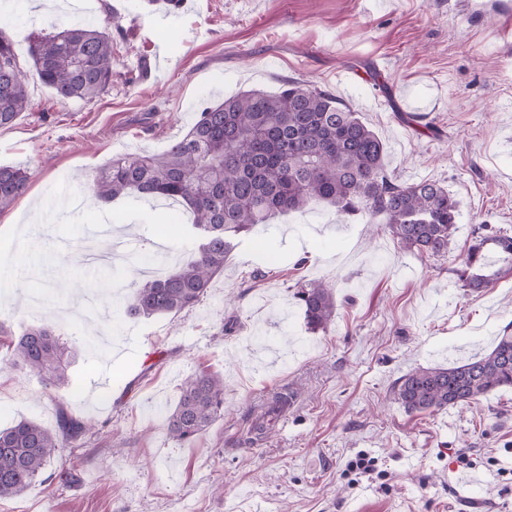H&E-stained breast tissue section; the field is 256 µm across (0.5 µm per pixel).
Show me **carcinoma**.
<instances>
[{
	"instance_id": "carcinoma-1",
	"label": "carcinoma",
	"mask_w": 512,
	"mask_h": 512,
	"mask_svg": "<svg viewBox=\"0 0 512 512\" xmlns=\"http://www.w3.org/2000/svg\"><path fill=\"white\" fill-rule=\"evenodd\" d=\"M35 75L60 100H91L112 81V35L93 23L64 28L29 46ZM28 73L12 38L0 28V128L28 111ZM378 135L328 90L290 80L273 94L247 91L206 107L179 140L159 154L115 156L95 175L94 197L163 198L193 215L200 243L179 267L146 280L126 301L133 318L178 315L197 306L224 273L233 238L279 214L303 209L311 200L338 213L380 218L406 250L439 257L460 215L459 201L437 182H402L385 167ZM29 175L0 166V213L27 188ZM497 257L492 268L488 255ZM465 290L475 293L512 274V232L483 226L474 232L461 266ZM307 329H326L336 315L333 285L308 283L295 293ZM5 365L21 366L48 388L67 381V348L48 325L14 334L0 322ZM500 387H512V335L473 361L450 367H416L392 390L409 413L469 405ZM224 416V379L206 372L187 376L167 418L170 435L188 442ZM92 429L62 411L57 427L21 420L0 429V497L23 493L41 476L65 441Z\"/></svg>"
}]
</instances>
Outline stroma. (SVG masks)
<instances>
[{"instance_id":"35a3bbf8","label":"stroma","mask_w":512,"mask_h":512,"mask_svg":"<svg viewBox=\"0 0 512 512\" xmlns=\"http://www.w3.org/2000/svg\"><path fill=\"white\" fill-rule=\"evenodd\" d=\"M0 0L23 67L29 44L108 22L110 85L62 101L30 80L28 112L0 128V165L28 187L0 213V320L51 322L68 382L0 379V428L57 412L93 420L49 478L0 498V512H512V388L467 408L407 413L392 388L420 366L462 364L512 330V275L479 294L454 270L475 228L512 231V0ZM301 79L329 90L386 145L389 174L435 181L459 200L443 257L404 250L385 225L321 202L234 239L224 274L192 311L125 317L141 277L130 258L158 244L177 263L198 237L182 206L121 198L68 211L116 155L160 153L203 104ZM118 246L112 285L83 247ZM335 283L336 319L307 330L298 285ZM224 378V415L194 440L165 411L188 375ZM287 412L258 431L271 397ZM371 473L350 468L358 454ZM74 479L63 483L58 474Z\"/></svg>"}]
</instances>
